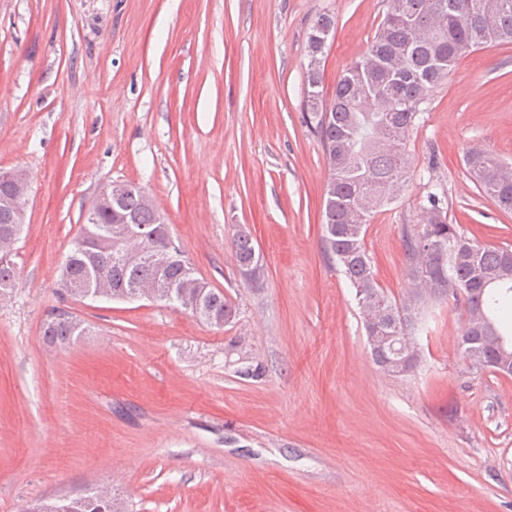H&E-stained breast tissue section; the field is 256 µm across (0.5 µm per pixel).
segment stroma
<instances>
[{
	"label": "stroma",
	"instance_id": "stroma-1",
	"mask_svg": "<svg viewBox=\"0 0 512 512\" xmlns=\"http://www.w3.org/2000/svg\"><path fill=\"white\" fill-rule=\"evenodd\" d=\"M384 0H0V170L29 206L0 299V512L100 486L126 512H512V377L470 371L463 301L420 309L418 368L372 360L355 291L322 246L328 166L301 114L307 34L336 23L325 95L366 49ZM485 147L512 163V48L467 54L407 140L409 183L366 243L394 300L404 225L429 190L484 244L512 213L469 180ZM143 187L236 317L58 288L107 184ZM252 237L262 284L227 262ZM80 320L44 341L51 314ZM244 367L253 376L241 375ZM58 311L53 314L51 321H47L43 329V336L50 344H66L75 336L82 332L78 321L73 319L68 313Z\"/></svg>",
	"mask_w": 512,
	"mask_h": 512
}]
</instances>
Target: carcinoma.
<instances>
[{
  "mask_svg": "<svg viewBox=\"0 0 512 512\" xmlns=\"http://www.w3.org/2000/svg\"><path fill=\"white\" fill-rule=\"evenodd\" d=\"M385 15L365 51L343 72L332 98L324 97L320 63L335 20L321 14L308 35L307 88L302 101L303 117L318 138L326 157L329 176L323 248L355 290V300L368 309L381 308L377 334L388 341L370 351L373 361L396 376L415 370L421 354L406 350L404 337L415 322L408 310L431 297L442 298L448 287L459 288L470 300L481 299L493 325L512 356V269L503 273L512 247L491 246L471 239L460 226L448 221L444 195L430 192L416 224L403 228L402 245L410 265L412 290L397 302L379 284L366 245L367 224L382 208L399 199L410 172L406 143L416 126L422 105L431 89L448 78L467 53L490 46L512 45V0H385ZM502 161L489 150L466 153V171L479 193L503 212H512V168L503 172ZM115 209L130 226L147 232L141 239L119 243L125 224L102 210L94 224L83 223L80 235L66 255L58 287L68 292L71 282L91 284L112 279V295L131 301L129 286L161 281L183 289L192 264L180 254L159 267L151 255L169 251L174 241L165 217L138 188L121 195ZM20 218L0 210V237L20 236ZM237 269L260 266L251 235L238 231L232 241ZM12 255L0 253V286L12 282ZM206 288L203 313L231 321L236 308L224 292ZM79 322L63 311L53 314L43 329L50 344H66L81 333ZM460 342L476 350L468 369L494 368L499 357L490 339L464 330ZM90 497L83 512H125L117 497L100 501Z\"/></svg>",
  "mask_w": 512,
  "mask_h": 512,
  "instance_id": "1",
  "label": "carcinoma"
}]
</instances>
